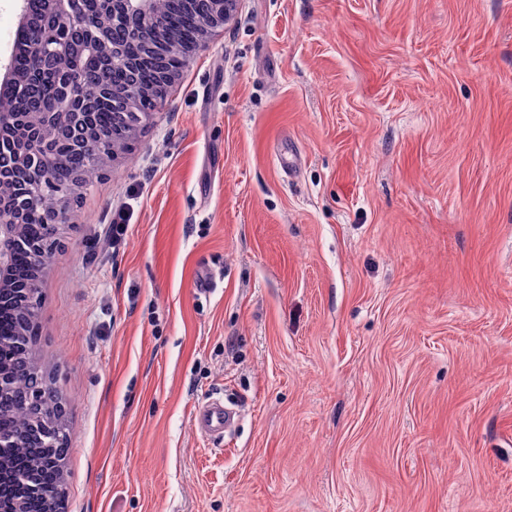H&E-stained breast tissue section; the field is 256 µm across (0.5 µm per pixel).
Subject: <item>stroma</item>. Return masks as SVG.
Masks as SVG:
<instances>
[{
    "mask_svg": "<svg viewBox=\"0 0 512 512\" xmlns=\"http://www.w3.org/2000/svg\"><path fill=\"white\" fill-rule=\"evenodd\" d=\"M77 208L64 512H512V0H240ZM232 421V413L224 408L218 400L198 404L193 415V425L196 430L207 438L216 440L224 438V429Z\"/></svg>",
    "mask_w": 512,
    "mask_h": 512,
    "instance_id": "35a3bbf8",
    "label": "stroma"
}]
</instances>
